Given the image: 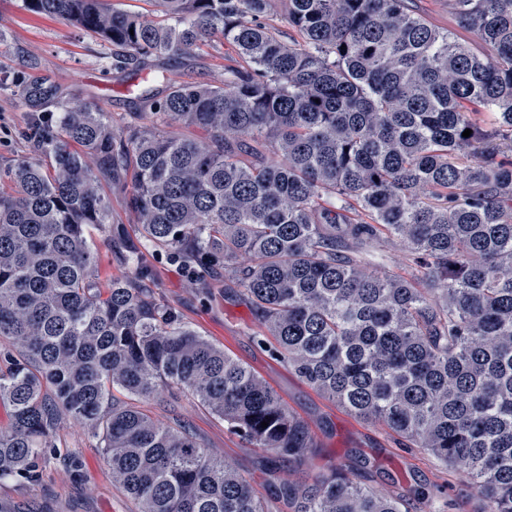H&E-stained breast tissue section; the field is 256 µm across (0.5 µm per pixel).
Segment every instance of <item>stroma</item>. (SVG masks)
Segmentation results:
<instances>
[{
  "label": "stroma",
  "instance_id": "1",
  "mask_svg": "<svg viewBox=\"0 0 512 512\" xmlns=\"http://www.w3.org/2000/svg\"><path fill=\"white\" fill-rule=\"evenodd\" d=\"M235 51L214 41L194 56L156 59L125 71L112 66V48L67 22L29 12L24 0H0V167L29 155L31 113L13 86L15 75L44 77L60 86L67 98L90 101L106 111L113 127L144 121L138 94L151 88L164 92L166 78L217 85L224 69L237 64ZM112 222L93 227L88 239L97 251V281L107 287L129 271L108 239L122 238L150 276L158 299L179 317L233 357L249 365L303 419L315 447L301 461L269 468L270 452L254 448L231 433L224 421L189 397L169 409L166 398L143 408L165 422L178 414L208 453L235 467L266 499L270 512H291L278 495L281 483H303L313 470L345 465L358 482L401 496L415 512H477L478 500L462 470L442 465L420 448H408L378 423L348 414L299 380L286 362L272 356L274 341L263 337L259 318L240 287L209 268L190 267L167 253L144 246L128 206L126 188L103 184ZM0 512H139L137 501L112 480V471L96 439L74 425L62 424L41 458L32 481L0 480Z\"/></svg>",
  "mask_w": 512,
  "mask_h": 512
}]
</instances>
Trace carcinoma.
Masks as SVG:
<instances>
[{"mask_svg": "<svg viewBox=\"0 0 512 512\" xmlns=\"http://www.w3.org/2000/svg\"><path fill=\"white\" fill-rule=\"evenodd\" d=\"M148 2L150 17L106 0L27 3L115 47L119 69L216 38L242 64L219 86L142 91L153 120L121 130L45 79L22 82L27 111L60 116L36 125L33 156L0 192V479H33L69 418L140 512H266L181 419L137 405L164 390L278 459L313 447L275 391L140 270L99 287L87 232L111 223L100 184L129 179L143 238L222 266L301 381L465 470L478 512H512V0H448L489 54L415 0H283L288 36L275 0ZM402 242L407 272L370 269ZM279 492L292 512H410L340 464Z\"/></svg>", "mask_w": 512, "mask_h": 512, "instance_id": "obj_1", "label": "carcinoma"}]
</instances>
